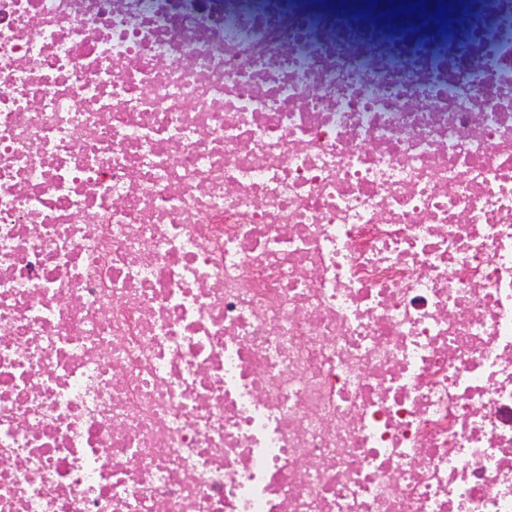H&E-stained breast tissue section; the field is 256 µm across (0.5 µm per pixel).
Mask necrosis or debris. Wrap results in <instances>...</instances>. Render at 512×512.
Returning a JSON list of instances; mask_svg holds the SVG:
<instances>
[{
  "label": "necrosis or debris",
  "mask_w": 512,
  "mask_h": 512,
  "mask_svg": "<svg viewBox=\"0 0 512 512\" xmlns=\"http://www.w3.org/2000/svg\"><path fill=\"white\" fill-rule=\"evenodd\" d=\"M0 0V512H512V0Z\"/></svg>",
  "instance_id": "4bbe7bcc"
}]
</instances>
